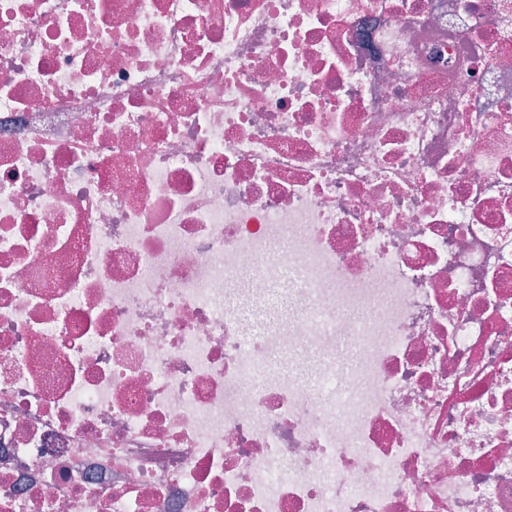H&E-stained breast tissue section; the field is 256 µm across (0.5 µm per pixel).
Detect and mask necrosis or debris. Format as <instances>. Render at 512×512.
Masks as SVG:
<instances>
[{
  "instance_id": "4bbe7bcc",
  "label": "necrosis or debris",
  "mask_w": 512,
  "mask_h": 512,
  "mask_svg": "<svg viewBox=\"0 0 512 512\" xmlns=\"http://www.w3.org/2000/svg\"><path fill=\"white\" fill-rule=\"evenodd\" d=\"M0 512H512V0H0Z\"/></svg>"
}]
</instances>
